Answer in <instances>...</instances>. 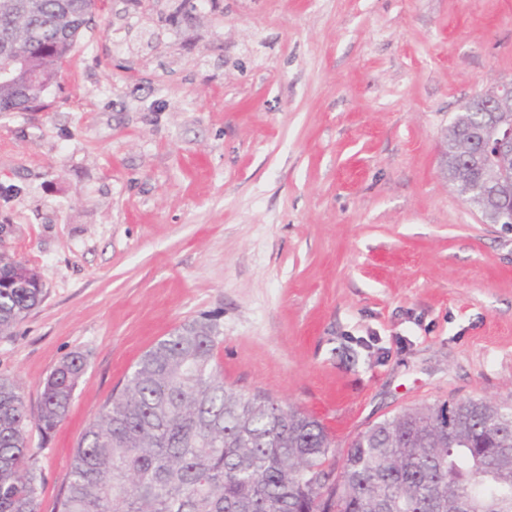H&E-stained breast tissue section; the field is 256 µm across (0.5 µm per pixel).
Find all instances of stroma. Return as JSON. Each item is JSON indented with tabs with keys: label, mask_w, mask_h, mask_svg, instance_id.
Segmentation results:
<instances>
[{
	"label": "stroma",
	"mask_w": 512,
	"mask_h": 512,
	"mask_svg": "<svg viewBox=\"0 0 512 512\" xmlns=\"http://www.w3.org/2000/svg\"><path fill=\"white\" fill-rule=\"evenodd\" d=\"M97 0L32 112H0V240L42 302L0 334L54 431V512L89 422L140 357L218 315L238 393L315 415L344 457L422 404H512V228L441 171L462 104L512 80V0ZM86 366V360L81 353H70L43 381L39 411L34 418L43 433L52 432L66 417Z\"/></svg>",
	"instance_id": "35a3bbf8"
}]
</instances>
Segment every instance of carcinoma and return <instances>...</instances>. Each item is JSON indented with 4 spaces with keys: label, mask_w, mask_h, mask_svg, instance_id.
Returning a JSON list of instances; mask_svg holds the SVG:
<instances>
[{
    "label": "carcinoma",
    "mask_w": 512,
    "mask_h": 512,
    "mask_svg": "<svg viewBox=\"0 0 512 512\" xmlns=\"http://www.w3.org/2000/svg\"><path fill=\"white\" fill-rule=\"evenodd\" d=\"M95 0H0V55L27 71L0 83V112H30L56 82L91 21ZM480 97L466 102L446 143L448 181L485 183ZM500 206L491 185L472 201ZM0 251V334L42 301L41 277ZM216 315L188 321L147 350L101 404L69 462L55 512H512V405L485 399L423 404L351 441L341 470L334 440L313 416L224 385ZM86 360L64 357L42 384L32 417L19 384L0 376V512H38L31 423L45 434L66 417Z\"/></svg>",
    "instance_id": "carcinoma-1"
}]
</instances>
